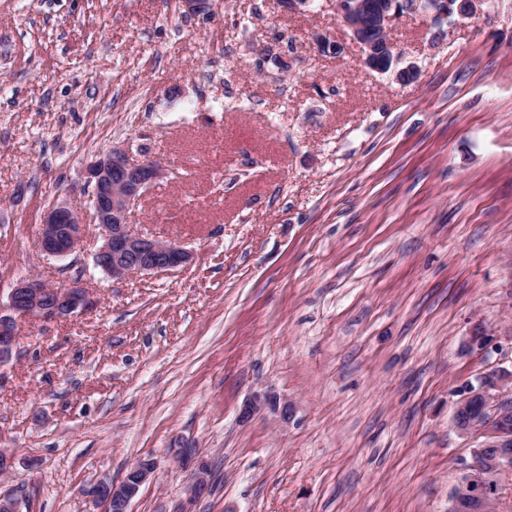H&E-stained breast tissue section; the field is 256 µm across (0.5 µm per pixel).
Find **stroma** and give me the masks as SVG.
<instances>
[{
  "instance_id": "stroma-1",
  "label": "stroma",
  "mask_w": 512,
  "mask_h": 512,
  "mask_svg": "<svg viewBox=\"0 0 512 512\" xmlns=\"http://www.w3.org/2000/svg\"><path fill=\"white\" fill-rule=\"evenodd\" d=\"M391 38L415 82L364 70L336 0H0V303L32 274L97 300L19 325L0 492L22 512H101L84 488L144 458L132 512H172L186 441L212 471L196 512H448L481 442L457 392L512 367V0ZM115 146L175 170L131 222L187 267L112 280L93 228L40 252ZM259 389L292 417L241 421ZM67 202H56L43 214L39 224L41 250L53 257H65L76 252L83 243L84 224Z\"/></svg>"
}]
</instances>
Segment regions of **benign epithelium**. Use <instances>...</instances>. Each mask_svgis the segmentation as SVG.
Listing matches in <instances>:
<instances>
[{
	"mask_svg": "<svg viewBox=\"0 0 512 512\" xmlns=\"http://www.w3.org/2000/svg\"><path fill=\"white\" fill-rule=\"evenodd\" d=\"M483 4L484 0H336V10L361 47L365 69L385 74L395 71L398 64L393 45L385 37L397 18L421 11L434 25L452 24L474 16ZM170 174L171 169L158 161L135 159L123 147H114L87 165L85 189L90 216L101 240L95 264L112 279L167 274L192 263L193 254L182 245L138 233L129 222L132 210ZM83 230L74 208L66 201L56 202L44 212L39 224L40 248L49 256L65 257L79 249ZM92 304L89 291L76 283L55 287L37 276L17 281L9 291L7 307H0V383L15 357L18 318L59 319ZM490 342L491 334L477 323L466 347L482 351ZM265 409L285 420L293 414L292 403L261 389L245 402L240 416L246 420ZM453 423L458 434H479L484 441L473 449L471 460L461 463L463 475L459 491L451 495L449 512H486L487 496L497 493L496 475L512 465V369L488 368L478 376L477 385L463 387L455 403ZM176 459L191 473L187 505L177 512H193L191 506L211 490V469L190 444L177 449ZM154 474L155 463L142 459L117 482L96 481L86 496L107 510L130 512L132 502Z\"/></svg>",
	"mask_w": 512,
	"mask_h": 512,
	"instance_id": "7a95c632",
	"label": "benign epithelium"
}]
</instances>
